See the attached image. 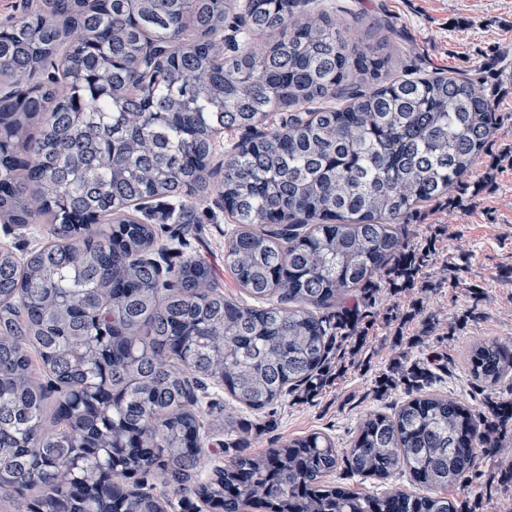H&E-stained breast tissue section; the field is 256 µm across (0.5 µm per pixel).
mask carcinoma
<instances>
[{"instance_id":"cac0c4a2","label":"carcinoma","mask_w":512,"mask_h":512,"mask_svg":"<svg viewBox=\"0 0 512 512\" xmlns=\"http://www.w3.org/2000/svg\"><path fill=\"white\" fill-rule=\"evenodd\" d=\"M300 3L38 0L0 24V224L53 238L0 246V506L166 512L153 473L222 512H464L448 490L512 429L497 341L463 352L481 409L433 389L430 361L399 363L380 387L404 400L348 447L313 432L253 456L226 413L234 456L195 480L209 388L259 415L331 384L382 297L430 264L406 219L473 176L496 126L480 82L391 77L385 43L353 47ZM221 147L224 265L245 300L193 256L152 258L168 250L152 209L201 223L187 197ZM342 468L405 469L415 489L358 492L331 480ZM49 229L48 224H30L27 229L0 224V246L9 245L17 253L28 254L51 239Z\"/></svg>"}]
</instances>
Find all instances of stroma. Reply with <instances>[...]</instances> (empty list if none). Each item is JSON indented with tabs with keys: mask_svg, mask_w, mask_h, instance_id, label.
Segmentation results:
<instances>
[{
	"mask_svg": "<svg viewBox=\"0 0 512 512\" xmlns=\"http://www.w3.org/2000/svg\"><path fill=\"white\" fill-rule=\"evenodd\" d=\"M327 12L352 42L387 36L398 74L451 72L475 76L494 99L499 125L473 179L480 192H459L455 203H427L412 220L416 233L435 236L433 261L414 287L391 302L397 320L377 316L367 342L337 381L312 400L288 397L255 416L212 391L200 417L212 465L228 461L225 413L248 421V450L260 455L289 439L322 432L346 446L359 418L391 410L398 389L379 390L393 362L410 363L426 352L438 356L436 386L473 405L483 394L467 378L463 348L476 340L512 344V0H310L302 14ZM226 224L205 223L185 236L184 250L201 259L226 294L242 291L224 266ZM476 486L449 489L467 512H512V483L500 482L495 464L480 463Z\"/></svg>",
	"mask_w": 512,
	"mask_h": 512,
	"instance_id": "stroma-1",
	"label": "stroma"
}]
</instances>
